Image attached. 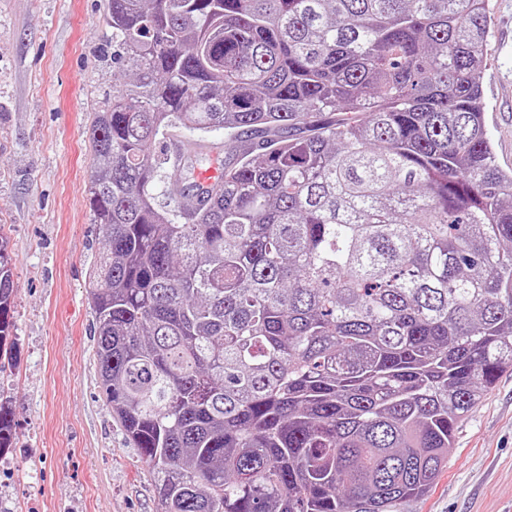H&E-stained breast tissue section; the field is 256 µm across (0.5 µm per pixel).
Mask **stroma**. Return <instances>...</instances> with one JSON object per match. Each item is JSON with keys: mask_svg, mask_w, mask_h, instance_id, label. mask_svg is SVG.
<instances>
[{"mask_svg": "<svg viewBox=\"0 0 512 512\" xmlns=\"http://www.w3.org/2000/svg\"><path fill=\"white\" fill-rule=\"evenodd\" d=\"M109 0H0V233L13 256L19 360L0 373L14 441L0 512H159L106 404L89 269L90 128L112 97ZM487 135L512 171V0H489ZM400 512H512V373L462 422L433 491Z\"/></svg>", "mask_w": 512, "mask_h": 512, "instance_id": "1", "label": "stroma"}]
</instances>
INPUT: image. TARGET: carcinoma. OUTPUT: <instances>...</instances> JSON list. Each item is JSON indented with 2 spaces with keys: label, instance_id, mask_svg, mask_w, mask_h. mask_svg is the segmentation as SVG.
I'll list each match as a JSON object with an SVG mask.
<instances>
[{
  "label": "carcinoma",
  "instance_id": "1",
  "mask_svg": "<svg viewBox=\"0 0 512 512\" xmlns=\"http://www.w3.org/2000/svg\"><path fill=\"white\" fill-rule=\"evenodd\" d=\"M106 24L90 300L103 397L160 512H394L427 495L512 371L488 0H109ZM181 129L197 138L169 182L153 145ZM217 130L240 143L232 164L205 143ZM15 294L0 237L11 365ZM13 428L0 401V454Z\"/></svg>",
  "mask_w": 512,
  "mask_h": 512
}]
</instances>
